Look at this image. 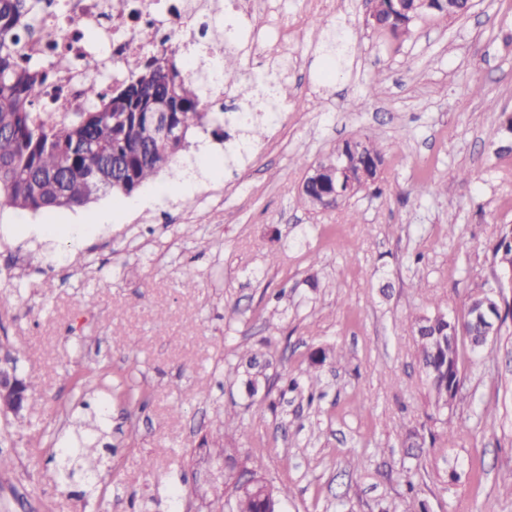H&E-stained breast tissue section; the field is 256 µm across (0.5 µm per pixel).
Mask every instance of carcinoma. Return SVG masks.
I'll list each match as a JSON object with an SVG mask.
<instances>
[{
	"label": "carcinoma",
	"mask_w": 512,
	"mask_h": 512,
	"mask_svg": "<svg viewBox=\"0 0 512 512\" xmlns=\"http://www.w3.org/2000/svg\"><path fill=\"white\" fill-rule=\"evenodd\" d=\"M45 8L60 10L61 0H0V213H31L83 207L100 195H129L170 167L191 145L198 130L222 129L224 112L214 111L205 87L183 73L175 50L152 53L128 78L103 91L96 84L86 88L89 104L48 123L40 115L45 87L52 81L51 66L22 53L25 39ZM371 17L393 37L409 33L422 15L455 19L466 12L467 0H372ZM260 98L288 99V84L260 77ZM166 112L180 135L161 139L151 131V114ZM345 149L354 167L368 170L384 159V152L367 138L337 145ZM337 177L323 175L321 183L299 195L300 203L313 210L318 201L336 191ZM495 253L504 268L512 269V228L502 232ZM483 308L484 321L497 335L499 324L512 315V304L485 293L470 297L463 318L443 312L425 314L415 321L420 363L438 410L457 398L463 347L472 353L475 337L483 332L472 307ZM107 402L93 415L77 437H58L54 445L59 482L66 485L87 453L97 448L109 431ZM288 489L263 480L234 494L230 512H280Z\"/></svg>",
	"instance_id": "carcinoma-1"
}]
</instances>
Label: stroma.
I'll return each instance as SVG.
<instances>
[{"label":"stroma","mask_w":512,"mask_h":512,"mask_svg":"<svg viewBox=\"0 0 512 512\" xmlns=\"http://www.w3.org/2000/svg\"><path fill=\"white\" fill-rule=\"evenodd\" d=\"M335 2L324 28L314 0L238 14L235 78L281 72L307 107L280 102L278 127L243 152L235 120L220 138L196 132L178 162L196 189L164 172L74 211L0 213V369L31 382L20 415L0 412L14 460L0 512H225L229 453L262 459L288 489L282 512H512V317L466 356L440 413L413 332L426 312L463 317L480 290L512 302L494 253L512 228V153L498 150L512 135V0H470L401 40L368 24V0ZM356 137L387 150L377 182L301 206L310 166ZM339 348L342 362L312 363ZM252 353L267 363L253 393ZM118 372L137 405L104 388ZM104 399L112 451L82 498L58 485L45 442ZM412 430L426 439L415 454Z\"/></svg>","instance_id":"stroma-1"}]
</instances>
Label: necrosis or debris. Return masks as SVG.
<instances>
[{"label":"necrosis or debris","mask_w":512,"mask_h":512,"mask_svg":"<svg viewBox=\"0 0 512 512\" xmlns=\"http://www.w3.org/2000/svg\"><path fill=\"white\" fill-rule=\"evenodd\" d=\"M67 17L48 16L28 38L29 56L50 60L54 83L44 111L59 118L86 106L85 89L108 77L128 75L150 44L193 45L223 20L226 7L242 12L260 7L262 0H129L124 12L111 10L109 0H66ZM102 40L88 47L85 33Z\"/></svg>","instance_id":"obj_1"}]
</instances>
